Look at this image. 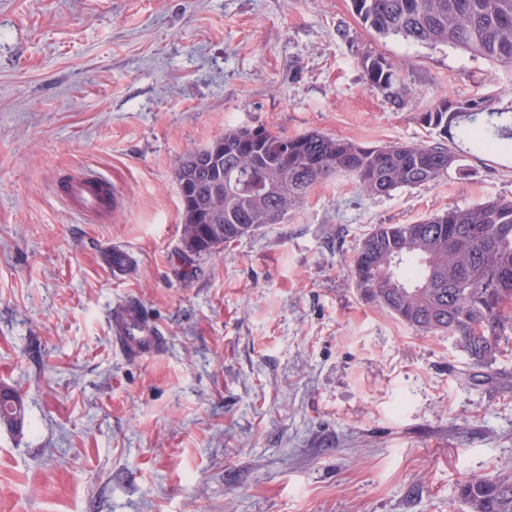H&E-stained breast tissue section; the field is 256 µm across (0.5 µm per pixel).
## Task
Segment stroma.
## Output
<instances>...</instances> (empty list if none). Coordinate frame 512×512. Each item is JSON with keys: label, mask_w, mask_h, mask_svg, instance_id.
Masks as SVG:
<instances>
[{"label": "stroma", "mask_w": 512, "mask_h": 512, "mask_svg": "<svg viewBox=\"0 0 512 512\" xmlns=\"http://www.w3.org/2000/svg\"><path fill=\"white\" fill-rule=\"evenodd\" d=\"M473 95L512 104V69L375 36L350 0H0V384L26 411L0 512H460L512 468V338L474 376L351 276L377 225L512 199V155L386 195L333 177L219 253L181 244L177 164L225 130L412 143ZM77 169L116 190L99 221L54 192ZM131 299L165 337L143 361L112 342ZM360 65L370 86L388 93L391 97H398L397 69L391 63L383 57L365 56Z\"/></svg>", "instance_id": "obj_1"}]
</instances>
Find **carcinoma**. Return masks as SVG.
Returning a JSON list of instances; mask_svg holds the SVG:
<instances>
[{
  "instance_id": "obj_1",
  "label": "carcinoma",
  "mask_w": 512,
  "mask_h": 512,
  "mask_svg": "<svg viewBox=\"0 0 512 512\" xmlns=\"http://www.w3.org/2000/svg\"><path fill=\"white\" fill-rule=\"evenodd\" d=\"M362 24L380 37L429 46L451 44L512 67V0H351ZM360 65L370 86L398 96L397 69L385 58ZM433 143L367 146L319 132L283 137L259 126L224 131L186 155L176 181L194 192L181 204L183 252L212 254L269 224H279L311 189L332 175L355 178L368 195L438 181L459 165L464 145L512 149V106L474 95L441 98L422 113ZM235 188L211 195V171ZM371 302L423 333L455 339L469 365L493 372L500 340L512 331V199L450 207L413 224H380L365 237L352 269ZM15 391L0 385V427L13 431ZM466 512H512V471L474 475L458 486Z\"/></svg>"
}]
</instances>
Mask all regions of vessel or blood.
I'll return each mask as SVG.
<instances>
[{
    "mask_svg": "<svg viewBox=\"0 0 512 512\" xmlns=\"http://www.w3.org/2000/svg\"><path fill=\"white\" fill-rule=\"evenodd\" d=\"M111 183L101 175L78 172L61 188L64 199L71 201L89 219L102 209V196ZM112 330L115 342L130 358L144 360L160 351L165 338L159 327L133 303L113 309Z\"/></svg>",
    "mask_w": 512,
    "mask_h": 512,
    "instance_id": "b4317fda",
    "label": "vessel or blood"
}]
</instances>
